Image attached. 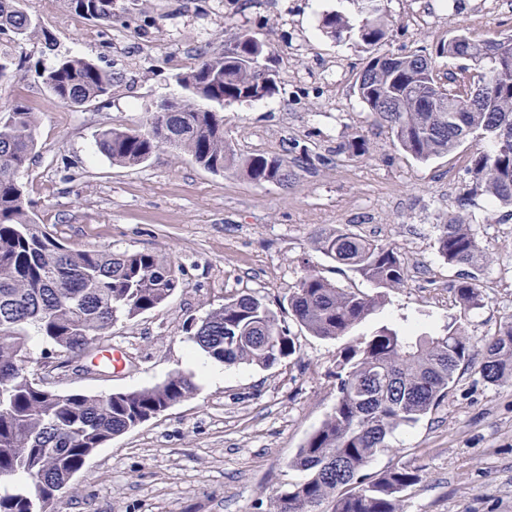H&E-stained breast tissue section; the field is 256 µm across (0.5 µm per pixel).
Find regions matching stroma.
Here are the masks:
<instances>
[{"instance_id":"1","label":"stroma","mask_w":512,"mask_h":512,"mask_svg":"<svg viewBox=\"0 0 512 512\" xmlns=\"http://www.w3.org/2000/svg\"><path fill=\"white\" fill-rule=\"evenodd\" d=\"M424 3L433 18H421ZM21 7L41 34H0V53L15 62L0 84V109L19 103L40 118L36 154L21 176L36 222L71 248L165 253L181 282L160 307L113 327L112 343L127 357L123 372L69 374L57 386L109 394L177 371L196 384L190 397L97 449L75 475V493L57 499L53 512H264L270 496L303 480L290 462L332 410L336 363L350 337L310 336L287 314L294 355L268 369L236 366L209 383L198 371L209 359L187 330L243 294L280 309L309 269L373 293L316 250L321 231L339 227L393 245L404 263V286L352 337L403 317L441 332L458 316L461 270L439 255L436 237L460 210L491 259L469 333L481 340L512 315V210L490 208L483 195L458 205L488 140L470 139L427 163L397 148L354 91L370 56L356 44L363 16L352 0H112L108 21L73 0ZM385 8L391 33L382 52L433 56L443 68L448 61L436 51L453 32L512 34V9L495 0H385ZM334 11L349 22L337 38L320 26ZM241 31L268 43L278 88L225 107L224 138L239 155L287 162V185L213 173L170 148L135 168L97 153L100 131L141 128L160 103L181 96L180 73ZM63 56L111 72L109 93L82 108L59 102L36 74ZM358 139L369 144L362 157L344 150ZM394 466L420 476L403 494V512H512V385L490 384L472 365L435 410L393 435L368 471Z\"/></svg>"}]
</instances>
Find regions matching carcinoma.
Listing matches in <instances>:
<instances>
[{
	"mask_svg": "<svg viewBox=\"0 0 512 512\" xmlns=\"http://www.w3.org/2000/svg\"><path fill=\"white\" fill-rule=\"evenodd\" d=\"M19 2L0 0V32L28 40L37 23ZM74 2L93 17L111 16L109 0ZM355 2L365 15L360 45L373 49L387 37V12L381 0ZM321 27L334 37L346 21L329 12ZM467 40L449 38L437 54L450 61L469 54L478 61L484 88L472 102L448 94V86L437 82L436 61L418 54L373 57L355 82L356 94L417 161L444 156L474 136L489 140L491 151L473 160L462 201L485 195L496 207L512 208V35ZM267 55L268 44L254 35H228L222 53L179 74L181 98L163 103L141 130L101 131L98 152L114 164L137 167L170 147L213 173L233 168L257 183L287 181L284 161L241 157L224 140V106L276 92ZM37 78L74 108L112 86L109 73L79 57H62ZM38 128L37 113L21 104L0 110V512H51L97 449L195 390L191 377L175 372L128 392L51 395L20 370L33 340L77 356L110 338L115 323L159 307L180 287L172 260L161 253L74 250L37 224L19 174L31 161ZM437 229L444 261L470 268L454 284L455 300L467 314L483 304L479 275L489 256L465 214ZM316 248L375 289L357 293L305 273L284 302L300 327L319 339L348 335L385 308L388 290L404 285L403 263L391 245L336 228L322 233ZM189 340L225 365L269 369L296 353L277 312L252 295L224 300L191 328ZM474 348L460 317L443 334L383 325L346 345L336 365L332 411L291 461L306 476L278 492L270 512H403L401 494L419 483V474L397 467L372 476L367 467L388 449L394 432L414 426L448 396L457 373L472 364ZM480 372L491 383H512V316L484 339Z\"/></svg>",
	"mask_w": 512,
	"mask_h": 512,
	"instance_id": "carcinoma-1",
	"label": "carcinoma"
}]
</instances>
